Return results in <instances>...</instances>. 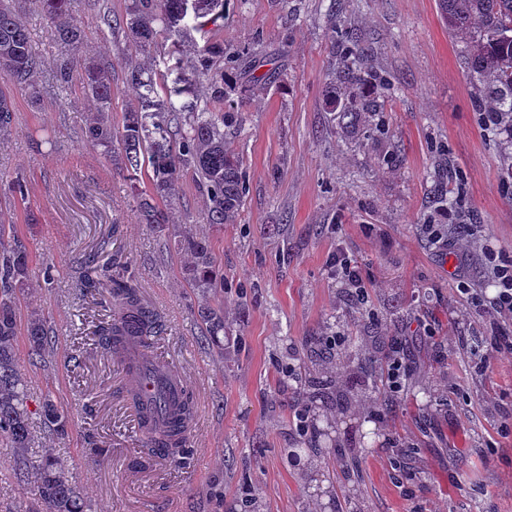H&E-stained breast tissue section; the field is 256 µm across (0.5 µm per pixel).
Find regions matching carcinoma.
Wrapping results in <instances>:
<instances>
[{
    "label": "carcinoma",
    "mask_w": 512,
    "mask_h": 512,
    "mask_svg": "<svg viewBox=\"0 0 512 512\" xmlns=\"http://www.w3.org/2000/svg\"><path fill=\"white\" fill-rule=\"evenodd\" d=\"M61 48L53 71L56 88L79 85L97 106V116L87 129L91 143L115 157L119 169L133 178L147 170L152 195L139 203L143 224L164 226L167 212L154 199L170 200L176 196L179 178L185 171L197 177L207 197L204 220L208 224H230L239 214L247 193L242 161L233 148L228 131L239 120V110L257 84L272 79L267 72L256 74L260 61L256 44L224 51L221 44H205L197 50L188 68L181 61L168 73L151 76L140 64L128 65L125 80L137 87L138 96L122 113L121 126L114 127L112 111V68L83 51L84 32L72 10L73 0H36ZM188 0H129L125 16L99 14L102 26L122 28L127 38L144 53L158 47L159 40L176 47L190 31L224 20L225 0H204L201 18L188 23ZM440 13L448 24V33L456 41L461 57L483 90L478 111L498 117L500 127L512 129V0H438ZM349 46L344 59L332 67L331 84L340 80L349 90L341 102L332 106L360 105L369 110V100L357 99L356 88L365 82L363 65L369 49L354 33L346 34ZM246 69L250 84L237 90V100L230 99L225 69ZM41 58L31 34L17 16L15 0H0V136L10 134L14 120V90L29 93L37 101V80ZM207 82L210 95L200 106L188 98L192 81ZM0 191L24 202L27 181L21 174L0 178ZM6 227L0 225V437L15 449L16 465L34 473V492L42 512H83L81 492L69 480L59 458L46 454L39 460L28 455L31 447L30 412L25 380L16 366V346L24 337L35 356L42 355L55 343L52 330L36 315L21 321L16 290L31 278V255L18 239H5ZM178 247L187 257L184 278L204 293L224 290V273L217 267L210 243L185 236ZM84 287L103 290L111 298L112 320L98 326L103 348L119 353L121 344L137 337L149 346L151 337L163 330L160 316L146 307L135 280L112 273L98 265V257L84 259ZM204 336L216 338L224 332V306L201 310ZM395 329L392 319L377 322L375 332L353 336L351 343L357 357L324 355L309 369L292 373L296 387L294 401L309 405L315 398L330 401L329 413L336 420L347 413L364 415L373 404L394 403L381 389L386 372L381 358L384 342ZM196 412L193 395L183 392L170 408L167 419L158 423V436L146 442L148 453H163L175 459L185 453L183 423ZM43 423L59 435L68 432V419L50 397L40 406Z\"/></svg>",
    "instance_id": "carcinoma-1"
}]
</instances>
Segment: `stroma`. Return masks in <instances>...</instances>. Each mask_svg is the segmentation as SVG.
I'll list each match as a JSON object with an SVG mask.
<instances>
[{
    "label": "stroma",
    "mask_w": 512,
    "mask_h": 512,
    "mask_svg": "<svg viewBox=\"0 0 512 512\" xmlns=\"http://www.w3.org/2000/svg\"><path fill=\"white\" fill-rule=\"evenodd\" d=\"M126 0H75L85 50L112 67V119L136 94L128 61L162 68L167 44L143 53L123 30H103L99 14L121 16ZM19 17L51 75L60 53L32 4ZM356 30L371 48L380 82L373 117L345 127L329 106L328 74ZM233 49L258 43L276 77L255 87L232 132L248 193L233 224L203 221L206 196L192 173L166 202L161 231L137 217L138 185L85 141L95 113L74 87L32 102L16 91L9 135L0 137V173H23L26 205L0 194V222L16 225L32 257V282L20 290L22 315L44 319L58 343L33 361L18 345L30 410L51 397L69 417L67 436L35 425L31 457L50 452L82 492L85 512H240L246 495L258 512H512V362L481 367L491 346L488 322L467 311L458 285L495 293L481 253L493 245L512 257V193L501 185L512 163L501 135L485 130L477 86L440 17L437 0H228L224 23L192 32L181 46L192 57L205 43ZM386 133H369L371 122ZM458 203L449 224L476 227L465 262L445 267L420 231L444 203ZM37 223H28L27 211ZM209 240L224 271V292L187 285L180 236ZM357 262L368 292L357 305L331 273L337 249ZM122 255L142 301L164 331L157 356L181 371L198 408L181 462L147 457L122 389L126 373L97 345L109 310L83 288L78 260ZM53 279L44 282L45 267ZM223 306L224 336L200 334L204 306ZM398 320L409 364L443 379L442 401L413 389L397 392L379 435L362 443V417L349 416L314 469L289 462L301 438L295 404L279 391L286 366L310 365L312 339L325 325L345 335ZM351 449L358 482L347 481L337 451ZM33 474H18L0 443V512H32Z\"/></svg>",
    "instance_id": "stroma-1"
}]
</instances>
